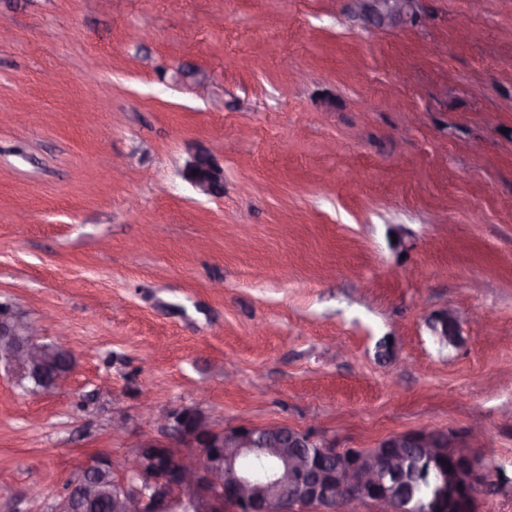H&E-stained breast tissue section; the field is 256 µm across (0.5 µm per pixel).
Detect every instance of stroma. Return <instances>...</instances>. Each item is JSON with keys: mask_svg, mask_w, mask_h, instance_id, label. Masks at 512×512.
Here are the masks:
<instances>
[{"mask_svg": "<svg viewBox=\"0 0 512 512\" xmlns=\"http://www.w3.org/2000/svg\"><path fill=\"white\" fill-rule=\"evenodd\" d=\"M413 11L0 0V303L77 354L51 393L0 366V512H54L177 407L456 430L478 512H512V0ZM199 148L223 197L181 176ZM459 325V320L452 313L444 310L432 318L431 326L437 333L441 342L456 346L460 342V336L457 332H448V325Z\"/></svg>", "mask_w": 512, "mask_h": 512, "instance_id": "obj_1", "label": "stroma"}]
</instances>
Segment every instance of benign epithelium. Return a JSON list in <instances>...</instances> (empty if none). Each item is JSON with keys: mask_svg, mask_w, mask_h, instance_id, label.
I'll return each mask as SVG.
<instances>
[{"mask_svg": "<svg viewBox=\"0 0 512 512\" xmlns=\"http://www.w3.org/2000/svg\"><path fill=\"white\" fill-rule=\"evenodd\" d=\"M414 0H356L360 11L378 25L407 15ZM184 180L212 197L224 194V168L203 149L195 151L181 172ZM459 325L444 310L432 318L440 341L456 346ZM75 354L65 343L40 341L34 326L0 303V365L18 379L37 376L42 391L51 392L68 379ZM163 437L141 440L123 460L100 456L86 466L66 488L57 512H78L77 498L92 501L103 490L97 474L119 476L111 494L112 512H176L185 503L193 512H293L305 502L321 504L322 512H354V505L372 502L380 512L404 492V458L396 453L359 458L348 448H338L311 430L283 423L261 426L240 424L224 428L192 407L174 408L159 417ZM452 448L459 467L441 472L436 479L448 488V503L458 493L476 498L486 483L484 460L453 431L438 438L432 430L392 435L380 448H417L427 460L439 449Z\"/></svg>", "mask_w": 512, "mask_h": 512, "instance_id": "1", "label": "benign epithelium"}]
</instances>
